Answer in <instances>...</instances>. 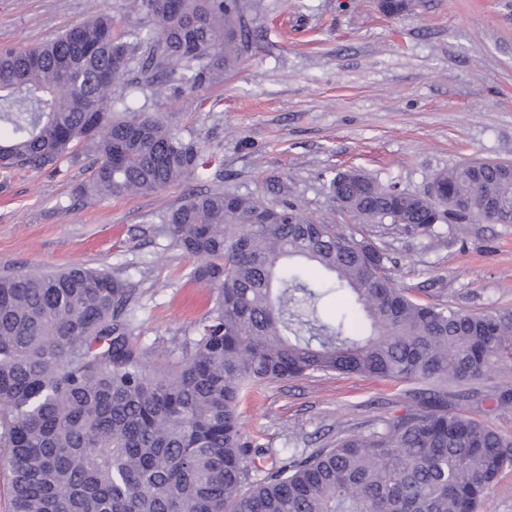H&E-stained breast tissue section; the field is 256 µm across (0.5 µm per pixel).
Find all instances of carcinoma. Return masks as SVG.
I'll return each instance as SVG.
<instances>
[{"instance_id": "cac0c4a2", "label": "carcinoma", "mask_w": 512, "mask_h": 512, "mask_svg": "<svg viewBox=\"0 0 512 512\" xmlns=\"http://www.w3.org/2000/svg\"><path fill=\"white\" fill-rule=\"evenodd\" d=\"M147 22L120 37L101 12L46 44L0 49V168L39 174L87 160L84 194L154 193L216 161L153 112L113 96L179 74L175 90L223 79L251 39L244 0H132ZM361 224L428 236L469 221L481 196L512 224V171L467 162L411 193L356 171L328 179ZM271 199L191 194L161 214L199 260L188 279L215 290L189 358L155 372L128 337L136 284L81 264L0 276V462L12 512H478L512 438L448 412L512 363V311L421 302L393 282L386 247ZM346 292L353 322L318 301ZM316 372L415 382L412 406L366 433L282 458L244 437L238 407L266 382ZM512 412V388L483 395Z\"/></svg>"}]
</instances>
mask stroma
Segmentation results:
<instances>
[{
    "label": "stroma",
    "mask_w": 512,
    "mask_h": 512,
    "mask_svg": "<svg viewBox=\"0 0 512 512\" xmlns=\"http://www.w3.org/2000/svg\"><path fill=\"white\" fill-rule=\"evenodd\" d=\"M253 39L222 83L129 93L217 160L156 194L101 200L66 174L0 170V275L82 264L136 283L132 345L166 370L192 348L212 307L189 282L194 261L160 222L188 193L264 197L282 181L308 213L349 223L325 173L354 168L382 184L425 191L469 161L512 162V0H412L398 16L380 0H247ZM105 11L115 33L144 21L130 0H0V47H29ZM385 243L396 283L418 299L473 313L512 309V224H442L427 237L367 225ZM411 385L316 373L273 381L240 407L265 469L404 414Z\"/></svg>",
    "instance_id": "obj_1"
}]
</instances>
